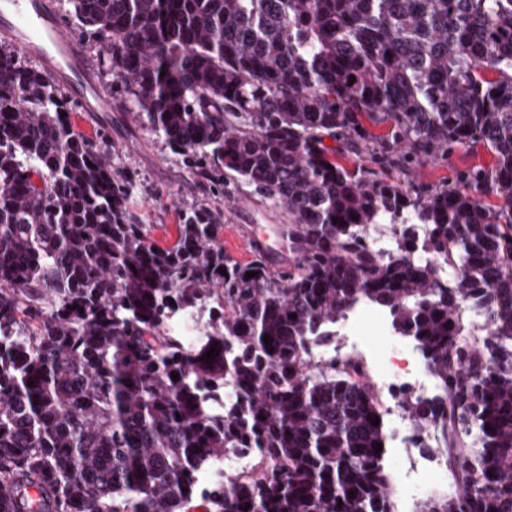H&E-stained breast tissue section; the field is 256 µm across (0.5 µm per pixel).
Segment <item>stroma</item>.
<instances>
[{"instance_id":"obj_1","label":"stroma","mask_w":512,"mask_h":512,"mask_svg":"<svg viewBox=\"0 0 512 512\" xmlns=\"http://www.w3.org/2000/svg\"><path fill=\"white\" fill-rule=\"evenodd\" d=\"M84 48L95 64L99 79L111 92L114 111L111 120L106 122L80 111L74 122L89 136L106 132L102 151L114 168L135 181L137 193L133 210L143 223L152 226L154 238L162 245L172 243L177 236L180 212L203 203L224 214L225 252L240 263L250 262L254 251L246 225L255 224L261 232H272L275 225L286 223L285 211L251 196L244 187H228L223 194L212 195L209 181L185 169L161 138L133 118L120 82L102 64L98 43L85 42ZM493 163V155L482 144L474 143L455 149L447 162L420 165L414 179L421 184L449 183L458 170L489 167Z\"/></svg>"}]
</instances>
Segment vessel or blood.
Returning a JSON list of instances; mask_svg holds the SVG:
<instances>
[{
    "instance_id": "1",
    "label": "vessel or blood",
    "mask_w": 512,
    "mask_h": 512,
    "mask_svg": "<svg viewBox=\"0 0 512 512\" xmlns=\"http://www.w3.org/2000/svg\"><path fill=\"white\" fill-rule=\"evenodd\" d=\"M0 35L20 54L40 62L83 111L106 116L112 95L93 69L73 29L62 22L56 0H0Z\"/></svg>"
}]
</instances>
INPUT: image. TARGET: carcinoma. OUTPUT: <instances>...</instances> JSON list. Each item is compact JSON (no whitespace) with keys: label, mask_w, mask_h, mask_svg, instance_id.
I'll use <instances>...</instances> for the list:
<instances>
[{"label":"carcinoma","mask_w":512,"mask_h":512,"mask_svg":"<svg viewBox=\"0 0 512 512\" xmlns=\"http://www.w3.org/2000/svg\"><path fill=\"white\" fill-rule=\"evenodd\" d=\"M70 3L188 171L284 209L288 259L257 246L239 264L204 205L158 245L68 95L1 50L0 512H27L21 490L45 481L43 512H392L384 413L359 363L308 360L362 301L437 386L405 411L417 432L441 425L461 494L425 512H512V0ZM473 143L492 167L410 179ZM346 152L372 166H343ZM379 224L395 236L384 256ZM195 307L209 333L187 345L166 318ZM227 453L258 471L201 488L199 466Z\"/></svg>","instance_id":"cac0c4a2"}]
</instances>
